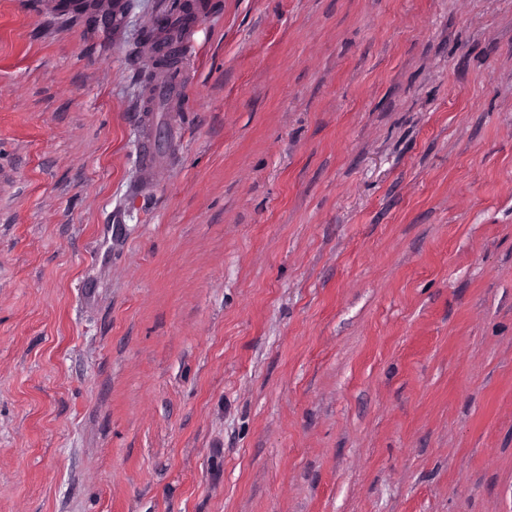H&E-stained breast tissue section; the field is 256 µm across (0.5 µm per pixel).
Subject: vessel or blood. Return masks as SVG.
<instances>
[{
    "mask_svg": "<svg viewBox=\"0 0 512 512\" xmlns=\"http://www.w3.org/2000/svg\"><path fill=\"white\" fill-rule=\"evenodd\" d=\"M156 27L159 31L158 54L174 51L176 59L170 66L157 72L149 82L139 103L143 112L154 111L158 99L177 105L186 91L185 67L195 56L197 45L194 39L199 19L170 10L168 0H158L155 10Z\"/></svg>",
    "mask_w": 512,
    "mask_h": 512,
    "instance_id": "obj_1",
    "label": "vessel or blood"
}]
</instances>
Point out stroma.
I'll return each mask as SVG.
<instances>
[{"label":"stroma","mask_w":512,"mask_h":512,"mask_svg":"<svg viewBox=\"0 0 512 512\" xmlns=\"http://www.w3.org/2000/svg\"><path fill=\"white\" fill-rule=\"evenodd\" d=\"M126 2L0 0V512H512V0H208L146 121Z\"/></svg>","instance_id":"obj_1"}]
</instances>
